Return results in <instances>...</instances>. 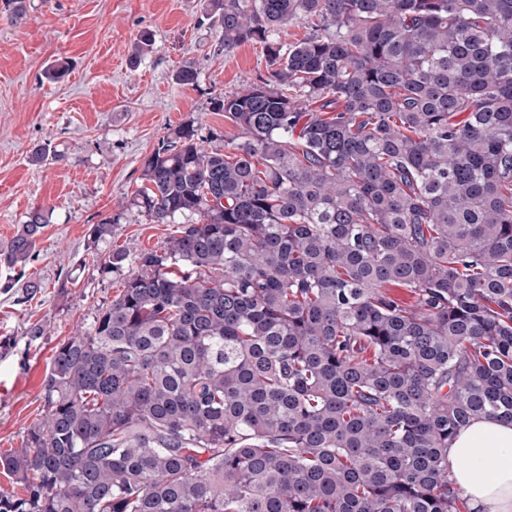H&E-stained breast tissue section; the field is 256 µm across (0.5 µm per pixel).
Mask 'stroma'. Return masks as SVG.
Instances as JSON below:
<instances>
[{"mask_svg": "<svg viewBox=\"0 0 512 512\" xmlns=\"http://www.w3.org/2000/svg\"><path fill=\"white\" fill-rule=\"evenodd\" d=\"M207 3L26 0L18 19L0 0V245L31 209L49 217L35 260L13 272L0 267V283L18 282L0 290V453L21 447L26 428L42 418L56 346L90 330L98 308L119 294L120 280L100 274L101 260L124 250L132 272L141 250L175 231L129 205L145 157L189 120L215 148L240 135L211 101L265 76L267 59L257 44L225 50L219 28L204 19ZM146 31L153 49L132 63ZM58 62L68 72L49 81L45 71ZM186 66L198 73L195 85L175 79ZM45 142L58 161L33 164V149ZM119 211L112 238L91 246L90 226ZM30 279L41 282L40 292L17 303L20 283ZM36 324L44 335L29 336Z\"/></svg>", "mask_w": 512, "mask_h": 512, "instance_id": "obj_1", "label": "stroma"}]
</instances>
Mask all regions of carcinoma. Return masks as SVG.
<instances>
[{"label":"carcinoma","instance_id":"carcinoma-1","mask_svg":"<svg viewBox=\"0 0 512 512\" xmlns=\"http://www.w3.org/2000/svg\"><path fill=\"white\" fill-rule=\"evenodd\" d=\"M209 7L268 74L211 101L232 151L185 121L145 158L132 205L184 222L100 264L123 290L56 347L0 512H462L448 441L512 421V0Z\"/></svg>","mask_w":512,"mask_h":512}]
</instances>
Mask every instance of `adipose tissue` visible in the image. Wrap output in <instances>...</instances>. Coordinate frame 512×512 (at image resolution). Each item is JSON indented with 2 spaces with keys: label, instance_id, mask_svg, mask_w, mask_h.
<instances>
[{
  "label": "adipose tissue",
  "instance_id": "adipose-tissue-1",
  "mask_svg": "<svg viewBox=\"0 0 512 512\" xmlns=\"http://www.w3.org/2000/svg\"><path fill=\"white\" fill-rule=\"evenodd\" d=\"M448 469L466 512H512V421L473 420L449 440Z\"/></svg>",
  "mask_w": 512,
  "mask_h": 512
}]
</instances>
